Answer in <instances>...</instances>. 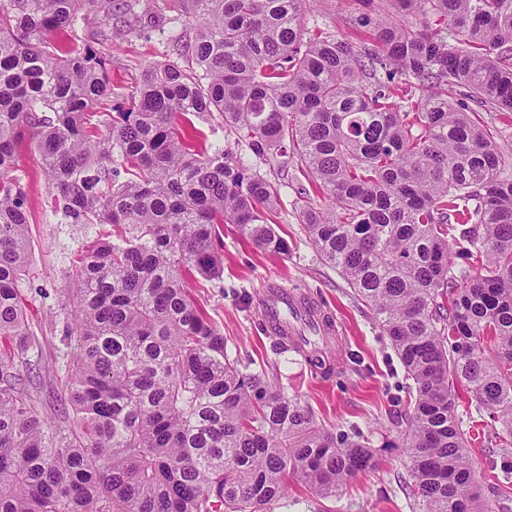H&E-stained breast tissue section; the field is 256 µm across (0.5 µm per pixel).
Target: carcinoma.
<instances>
[{"instance_id":"1","label":"carcinoma","mask_w":512,"mask_h":512,"mask_svg":"<svg viewBox=\"0 0 512 512\" xmlns=\"http://www.w3.org/2000/svg\"><path fill=\"white\" fill-rule=\"evenodd\" d=\"M316 2L162 0L139 14L132 0H0V512H273L291 480L326 498L376 466L360 434L326 428L231 356L188 292L189 275L224 270L226 224L288 252L270 222L280 186L189 133L214 112L254 155L295 168L312 246L412 381L401 447L423 512H512V152L448 100L461 88L512 112V0H339L363 28L352 39L305 29ZM178 7L192 22L171 35L179 61L114 92L112 22L162 29ZM93 16L104 26L89 32ZM25 146L54 214L112 225L61 308L67 425L37 414L20 375L36 344L19 294ZM297 309L270 324L277 349L325 377L326 331ZM467 398L497 424L480 474Z\"/></svg>"}]
</instances>
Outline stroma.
<instances>
[{
	"label": "stroma",
	"instance_id": "1",
	"mask_svg": "<svg viewBox=\"0 0 512 512\" xmlns=\"http://www.w3.org/2000/svg\"><path fill=\"white\" fill-rule=\"evenodd\" d=\"M112 84L130 86L144 64L171 59L166 34L148 28L113 38ZM241 154L254 170L281 184V201L272 215L288 253L273 256L224 227V272L215 279L189 280L187 287L221 328L228 349L251 371L274 374L281 387L300 394L321 422L334 431H362L374 448L377 466L347 482L333 497H317L300 484L289 488L283 512H418L408 494L409 473L398 448L397 422L405 413L409 381L389 340L380 336L370 309L353 297L336 270L318 255L300 221V205L291 182L293 170H282L255 158L247 145ZM16 166L25 179L29 210V272L19 289L27 319L39 338L28 357L33 364L28 388L41 399L44 417L59 423L56 397L64 391L60 359L72 263L81 250L112 230L108 224H64L48 203V185L40 157L22 150ZM285 286L313 298L335 322L337 342L333 373L321 377L296 355L277 353L275 339L262 328V302L270 288Z\"/></svg>",
	"mask_w": 512,
	"mask_h": 512
}]
</instances>
